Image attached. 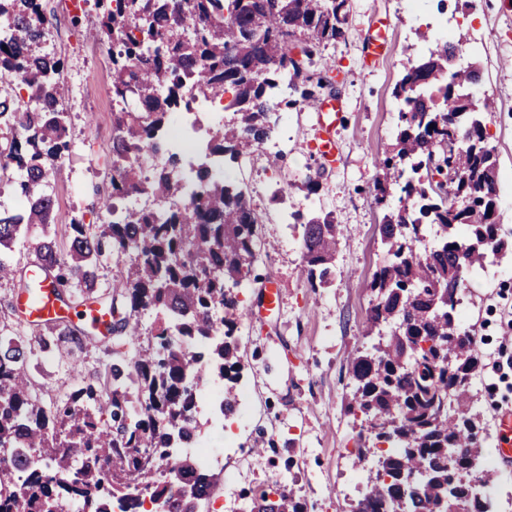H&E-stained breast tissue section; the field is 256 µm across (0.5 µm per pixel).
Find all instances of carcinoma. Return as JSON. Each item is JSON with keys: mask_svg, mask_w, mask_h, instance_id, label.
<instances>
[{"mask_svg": "<svg viewBox=\"0 0 512 512\" xmlns=\"http://www.w3.org/2000/svg\"><path fill=\"white\" fill-rule=\"evenodd\" d=\"M98 35L112 43V192L97 231L70 225L61 248L45 235L38 257L62 286L96 292L97 271L110 259L120 287L108 309L106 333L139 339V315L156 310L161 322L148 331L155 349L117 355L95 382L78 385L46 405L32 388L28 368L34 351L22 336H0V512H149L145 498L163 497L170 512H194L212 492L217 474L196 470L188 456L181 479L161 476L174 448L199 435L196 395L219 378L224 410L236 403L241 368L234 336L240 308L238 286L256 260L258 216L232 174L201 167L199 191L185 208L138 209L128 200L147 194L163 200L176 191L168 168L147 173L142 152L175 121L187 90L204 97L231 95L230 119L212 130L211 153L238 159L263 145L272 116L310 107L334 88L321 47L344 38L349 0H98ZM0 123L11 137L0 148V169L21 172L14 183L17 210H0V280L13 275L10 253L25 224L49 226L53 202L43 191L54 167L70 149L61 103L62 63L45 51L52 25L40 0H0ZM458 40L441 41L429 56L408 60L396 88L399 113L395 143L377 168L376 203L391 190L399 206L385 213L379 234L389 259L373 274L370 329L392 326L385 339L352 358V398L347 409L372 423L380 444L376 470L355 512H492L490 500L470 496L448 469V449L459 461L482 456L479 424L471 413L469 387L479 355L463 329L460 282L509 245L498 238L502 212L491 194L498 163L486 125L470 117L494 111L489 97L464 101L453 88L476 71L453 68L448 57ZM297 99L273 98L283 79ZM23 87L28 103H16ZM414 162L404 171L401 160ZM294 228L307 278L329 284L336 268L339 229L330 214L299 215ZM436 244L427 249L426 232ZM224 340L207 352L195 342ZM52 354L84 337L65 322L38 337ZM453 407H448V402ZM455 498H448V485ZM146 495H137L138 489ZM250 512H304L291 496L273 502L266 492L251 497Z\"/></svg>", "mask_w": 512, "mask_h": 512, "instance_id": "obj_1", "label": "carcinoma"}]
</instances>
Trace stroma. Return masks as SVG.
Returning a JSON list of instances; mask_svg holds the SVG:
<instances>
[{"label": "stroma", "instance_id": "1", "mask_svg": "<svg viewBox=\"0 0 512 512\" xmlns=\"http://www.w3.org/2000/svg\"><path fill=\"white\" fill-rule=\"evenodd\" d=\"M52 17L47 51L63 61L68 87L71 149L51 176L46 192L54 201L52 231L65 243L68 225L98 228L104 222L96 188L112 172V93L109 45L96 34L98 11L86 0L72 16L62 0H42ZM448 26L462 42L461 63L479 66L481 91L496 102L487 132L498 158L502 223L499 236L512 244V0H453L445 11L414 15L406 0H350L344 39L327 45L322 56L337 76L333 90L342 103L336 123L339 147L335 168L326 170L317 193L322 211L341 226L336 271L326 288L310 287L296 236L284 214L305 211L302 182L319 165L308 149L316 118L305 109H290L287 138L275 149L260 148L249 165L232 163L236 184L247 185L258 217L260 255L254 278L241 301L256 310V319L241 318L235 334L243 342L238 380L246 391L245 414L225 434L213 426L217 405H198L200 442L224 451V467L211 500L199 512H250L252 493L266 490L292 495L306 512H353L364 483L354 461L361 417L347 411L351 392L349 362L374 340L365 334L374 272L386 255L379 226L384 211L373 204L374 162L397 133L399 103L395 88L408 58L427 53L438 25ZM382 26L385 56L364 62L370 30ZM428 30L419 40L416 29ZM42 240L40 227L22 228L11 261L14 274L0 281V336L23 327L29 339L40 328L24 325L12 300L28 278V266ZM281 290L279 305L265 308V291ZM465 329L481 355L472 383L474 406L481 416L483 454L494 457L496 418L512 409V289L502 279L486 283L467 278L460 292ZM112 359L111 343L87 341L84 350L40 359L32 382L44 402L63 398L80 382L96 380ZM264 438L265 449L251 446Z\"/></svg>", "mask_w": 512, "mask_h": 512}]
</instances>
